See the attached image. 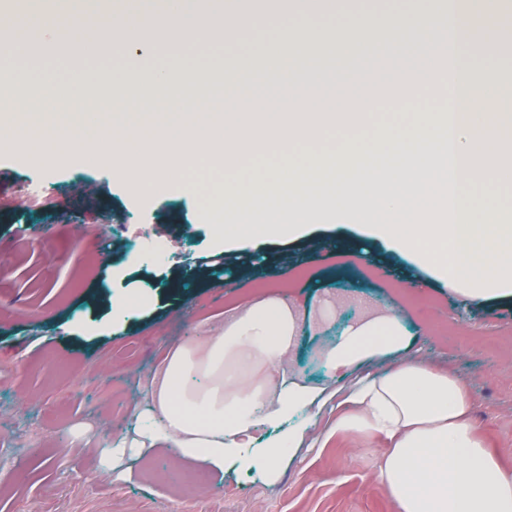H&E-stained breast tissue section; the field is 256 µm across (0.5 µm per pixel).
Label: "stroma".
Wrapping results in <instances>:
<instances>
[{"mask_svg": "<svg viewBox=\"0 0 512 512\" xmlns=\"http://www.w3.org/2000/svg\"><path fill=\"white\" fill-rule=\"evenodd\" d=\"M428 7V0H335L299 19L282 6L266 10L259 26L241 29L211 53L156 52L144 58L143 68L215 74L246 54L276 96L283 81L265 54L270 41L297 30L345 29L356 14L421 15ZM48 66L79 92L99 72L124 75L126 55L113 48L78 73L62 59ZM442 110L428 86L410 82L405 94L377 99L372 111L345 117L314 142L277 146L219 174L196 167L188 174L192 192L133 191L111 167L82 165L71 151L50 176L16 150L0 149V243L21 245L16 261L0 270V369L15 374L0 382V512H392L383 489L369 478V460L351 456L341 440L297 456L274 484L232 472L220 477L177 470L163 456L129 478L101 483L89 474L94 445L66 436L77 424L97 426L105 407L119 410L109 431L126 432L148 371L164 346L185 336L187 322L245 305L263 290L316 308L325 286L356 284L369 302H395L421 329L415 345L467 377L486 446L512 469L511 299L469 306L426 274L405 294L395 283L411 268L407 257L384 252L378 266L367 267L348 255L326 259L279 238L265 240L236 265H198L213 245L203 210L216 184L273 173L284 155L298 161L311 151L362 150L381 134H409ZM32 180L44 189L33 201L23 191ZM467 201L512 212V182L476 179ZM103 236L123 241V248L99 257ZM159 240L168 255L155 264L149 255ZM130 280L141 282L154 303L129 321L101 323L108 296Z\"/></svg>", "mask_w": 512, "mask_h": 512, "instance_id": "1", "label": "stroma"}]
</instances>
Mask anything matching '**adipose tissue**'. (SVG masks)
Instances as JSON below:
<instances>
[{
	"mask_svg": "<svg viewBox=\"0 0 512 512\" xmlns=\"http://www.w3.org/2000/svg\"><path fill=\"white\" fill-rule=\"evenodd\" d=\"M379 25L411 33L457 17L448 0H430L425 17L400 15ZM468 47L450 37L437 65L448 91L437 121L424 120L408 135L378 136L372 157L397 161L396 174L368 167L361 190L344 174L356 152L344 147L284 158L273 176L245 185L221 183L211 211L232 212L212 225L216 240L248 253L271 237L299 238L309 224L359 231L358 259L371 262L370 242L405 255L448 285L464 303L512 297V213L466 204L458 181L463 167L496 164L512 180V150L500 128L463 106L470 83L458 63ZM424 167L419 182L410 170ZM356 292L329 289L318 316L271 292L194 325L193 336L167 347L142 399L130 433L102 436L90 471L111 481L158 453L175 463L224 474L255 473L275 482L284 462L304 448L347 441L352 456L372 461L393 512H512V470L486 447L473 420L476 403L466 380L437 368L424 350H411L404 316L393 305L366 307L340 332L321 359L330 376L312 384L293 369L298 338L313 321L328 322Z\"/></svg>",
	"mask_w": 512,
	"mask_h": 512,
	"instance_id": "obj_1",
	"label": "adipose tissue"
}]
</instances>
